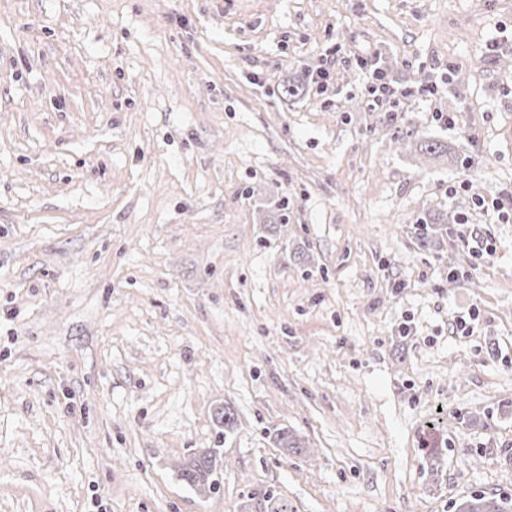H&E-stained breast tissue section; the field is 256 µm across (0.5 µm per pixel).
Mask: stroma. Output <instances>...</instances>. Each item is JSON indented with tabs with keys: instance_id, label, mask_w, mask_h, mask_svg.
Listing matches in <instances>:
<instances>
[{
	"instance_id": "obj_1",
	"label": "stroma",
	"mask_w": 512,
	"mask_h": 512,
	"mask_svg": "<svg viewBox=\"0 0 512 512\" xmlns=\"http://www.w3.org/2000/svg\"><path fill=\"white\" fill-rule=\"evenodd\" d=\"M511 191L512 0H0V512L512 498ZM370 70V84L367 87L369 101L372 102L373 106H381L384 104H391L396 99L399 100V96L407 97L412 95V91H403L395 87L386 78V73L379 65V59L367 60L362 62ZM216 472V461L211 454H201L192 462L185 465L181 477L190 486L198 491L202 489L209 492L217 489L218 480L214 478Z\"/></svg>"
}]
</instances>
